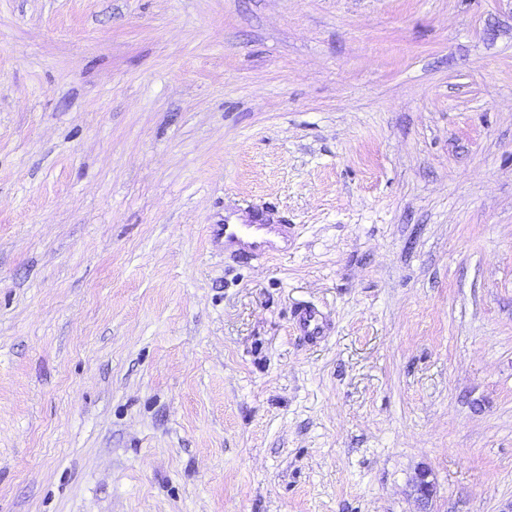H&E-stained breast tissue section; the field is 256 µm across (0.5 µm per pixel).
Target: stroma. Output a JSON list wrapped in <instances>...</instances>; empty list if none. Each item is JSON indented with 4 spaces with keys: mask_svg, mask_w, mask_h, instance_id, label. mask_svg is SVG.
Wrapping results in <instances>:
<instances>
[{
    "mask_svg": "<svg viewBox=\"0 0 512 512\" xmlns=\"http://www.w3.org/2000/svg\"><path fill=\"white\" fill-rule=\"evenodd\" d=\"M0 512H512V0H0ZM214 239L224 242V255L234 258L267 259L288 249L296 233L294 224L276 223L269 210L253 213L249 224L231 222L224 216V224L210 225ZM293 318L296 328L311 341L322 338L327 330L323 314L311 306H299L294 309Z\"/></svg>",
    "mask_w": 512,
    "mask_h": 512,
    "instance_id": "1",
    "label": "stroma"
}]
</instances>
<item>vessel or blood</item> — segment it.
<instances>
[{"mask_svg":"<svg viewBox=\"0 0 512 512\" xmlns=\"http://www.w3.org/2000/svg\"><path fill=\"white\" fill-rule=\"evenodd\" d=\"M213 238L223 240L224 253L234 258L267 259L285 251L296 233L292 224L275 222L271 211H256L250 223L237 224L230 221L210 227ZM293 318L296 328L309 340L324 336L327 322L323 314L314 307L295 308Z\"/></svg>","mask_w":512,"mask_h":512,"instance_id":"b4317fda","label":"vessel or blood"}]
</instances>
